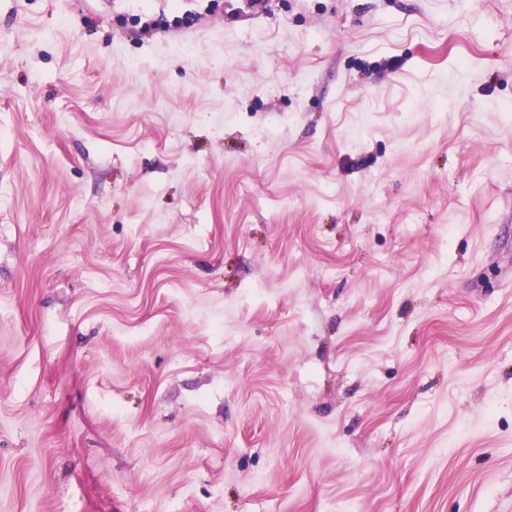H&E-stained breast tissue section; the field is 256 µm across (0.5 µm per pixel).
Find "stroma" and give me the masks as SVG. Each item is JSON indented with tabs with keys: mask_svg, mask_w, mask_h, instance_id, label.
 Instances as JSON below:
<instances>
[{
	"mask_svg": "<svg viewBox=\"0 0 512 512\" xmlns=\"http://www.w3.org/2000/svg\"><path fill=\"white\" fill-rule=\"evenodd\" d=\"M512 0H0V512H512Z\"/></svg>",
	"mask_w": 512,
	"mask_h": 512,
	"instance_id": "1",
	"label": "stroma"
}]
</instances>
